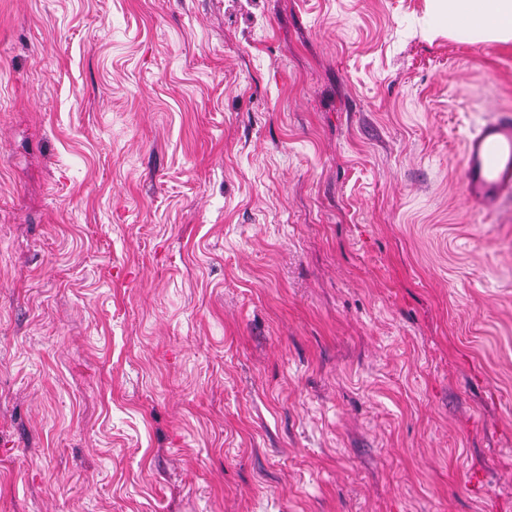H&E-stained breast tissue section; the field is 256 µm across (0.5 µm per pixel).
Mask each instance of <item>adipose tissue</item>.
<instances>
[{"mask_svg": "<svg viewBox=\"0 0 512 512\" xmlns=\"http://www.w3.org/2000/svg\"><path fill=\"white\" fill-rule=\"evenodd\" d=\"M432 14L449 34L477 44L512 41V0H429Z\"/></svg>", "mask_w": 512, "mask_h": 512, "instance_id": "ef3b65f1", "label": "adipose tissue"}]
</instances>
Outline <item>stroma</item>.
Here are the masks:
<instances>
[{
    "instance_id": "stroma-1",
    "label": "stroma",
    "mask_w": 512,
    "mask_h": 512,
    "mask_svg": "<svg viewBox=\"0 0 512 512\" xmlns=\"http://www.w3.org/2000/svg\"><path fill=\"white\" fill-rule=\"evenodd\" d=\"M425 0H0V512H512V43ZM462 183L465 197L488 211L512 195L511 112H496L465 139Z\"/></svg>"
}]
</instances>
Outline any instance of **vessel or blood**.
Listing matches in <instances>:
<instances>
[{"instance_id": "b4317fda", "label": "vessel or blood", "mask_w": 512, "mask_h": 512, "mask_svg": "<svg viewBox=\"0 0 512 512\" xmlns=\"http://www.w3.org/2000/svg\"><path fill=\"white\" fill-rule=\"evenodd\" d=\"M462 183L467 199L494 210L512 197V113L486 119L465 139Z\"/></svg>"}]
</instances>
